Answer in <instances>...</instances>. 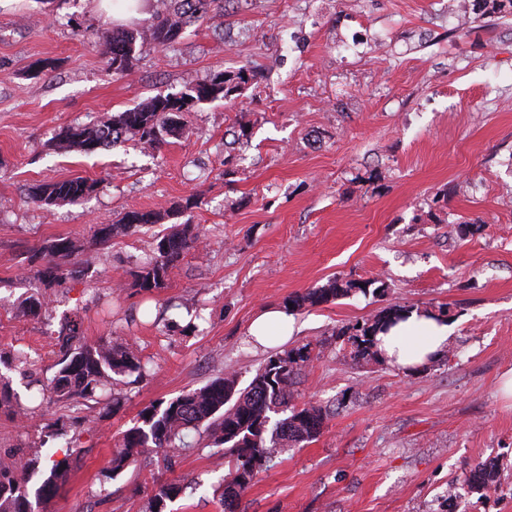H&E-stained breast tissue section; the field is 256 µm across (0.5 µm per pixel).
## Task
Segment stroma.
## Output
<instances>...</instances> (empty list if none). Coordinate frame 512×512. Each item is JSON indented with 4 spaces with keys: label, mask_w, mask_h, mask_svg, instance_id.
<instances>
[{
    "label": "stroma",
    "mask_w": 512,
    "mask_h": 512,
    "mask_svg": "<svg viewBox=\"0 0 512 512\" xmlns=\"http://www.w3.org/2000/svg\"><path fill=\"white\" fill-rule=\"evenodd\" d=\"M443 3L226 0L223 16L187 24L167 47L137 43L118 78L104 36L171 0H143L122 24L98 0H0V349L35 361L30 378L0 366V393L30 403L74 317L88 343H131L146 370L113 375L117 405L79 426L60 404L24 420L0 410V457L41 449L29 489L52 461L69 462L34 512H145L154 482L176 476L186 488L168 512H224L223 449L181 452L171 471L150 451L113 480L112 451L157 402L228 371L247 386L273 353L250 340L251 322L334 277L384 290L293 313L288 347L313 349L294 402L330 413L317 440L259 475L238 512H448L452 500L512 512V400L500 391L512 371V14L474 8L455 27ZM243 67L258 79L182 113L157 149L56 146L63 127ZM78 176L96 183L82 203L27 198ZM192 195L198 205L184 208ZM170 207L107 246L94 239L126 212ZM180 224L198 241L164 288H135L155 237ZM59 236L83 246L75 275L30 313L42 285L27 257ZM393 305L447 308L454 332L436 360L404 371L352 356L340 329ZM71 446L79 456L67 457ZM481 461L499 468L483 495L466 481Z\"/></svg>",
    "instance_id": "stroma-1"
}]
</instances>
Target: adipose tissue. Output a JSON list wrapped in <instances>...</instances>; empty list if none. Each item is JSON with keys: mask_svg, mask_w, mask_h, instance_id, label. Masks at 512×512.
<instances>
[{"mask_svg": "<svg viewBox=\"0 0 512 512\" xmlns=\"http://www.w3.org/2000/svg\"><path fill=\"white\" fill-rule=\"evenodd\" d=\"M451 333L447 322L413 312L388 331L378 333L376 347L385 362L410 371L440 356Z\"/></svg>", "mask_w": 512, "mask_h": 512, "instance_id": "adipose-tissue-1", "label": "adipose tissue"}]
</instances>
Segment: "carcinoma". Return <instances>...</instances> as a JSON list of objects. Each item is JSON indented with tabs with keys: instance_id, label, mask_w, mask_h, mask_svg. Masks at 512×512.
<instances>
[{
	"instance_id": "carcinoma-1",
	"label": "carcinoma",
	"mask_w": 512,
	"mask_h": 512,
	"mask_svg": "<svg viewBox=\"0 0 512 512\" xmlns=\"http://www.w3.org/2000/svg\"><path fill=\"white\" fill-rule=\"evenodd\" d=\"M173 9L155 15L142 31L116 29L104 36V51L109 70L116 77L130 70L131 59L138 39L157 46H166L180 37L187 23L205 18L209 13L223 9V0H172ZM258 73L240 70L231 76L216 74L210 81L192 87L181 94L183 101L204 102L228 98L242 85L256 79ZM172 94L159 93L137 107L118 112L100 125L66 127L57 135L62 149L76 148L93 153L104 145L112 147L133 138L146 148L156 149L177 124V113L169 111ZM95 188V182L83 177L62 179L30 187L32 201L46 207L60 203L78 204ZM163 219L159 211H129L114 224H103L96 230L99 245H107L112 236L129 232L145 224H157ZM199 240L185 224L169 234L154 240V255L134 272L135 285L145 290L163 288L169 271L183 252ZM81 250L75 239L68 237L47 239L30 251L28 264L43 263L36 270L45 287L61 284L66 279L65 266ZM368 288L359 282L331 279L326 284L288 298L294 312L319 306L347 297ZM406 306H392L362 323L341 329V335L353 347V356L365 358L375 355L373 335ZM61 358L58 370L50 383L53 401L63 404L77 414L80 420L97 409L96 389L106 386L114 374L142 373L141 360L133 346L116 340H100L89 344L83 340L77 320L69 321L59 333ZM312 361L310 345L285 350L270 356L258 370L249 385L237 387V376L226 373L205 385L189 389L167 402L161 401L141 414L142 425L129 429L120 448L112 453L107 470L114 477L149 448H181L192 444L186 441L190 430L204 429L207 446L224 448L231 457V468L224 475V509L237 512L242 494L259 474L282 453L288 443L300 444L317 439L328 416V409L320 405L299 407L292 403L294 386ZM0 364L12 366L22 374L29 372L31 363L20 350L0 351ZM281 412L285 417L276 421L272 415ZM39 452L7 463L0 460V512H32L28 481L39 469ZM69 473L66 461H55L50 475L38 491L39 497L49 494ZM498 478L493 464H479L471 472L468 483L481 493L490 489ZM183 485L179 480L160 483L148 502V512H158L156 505L173 500Z\"/></svg>"
}]
</instances>
